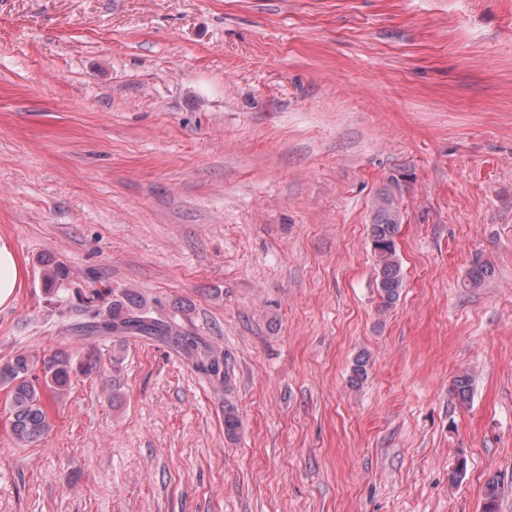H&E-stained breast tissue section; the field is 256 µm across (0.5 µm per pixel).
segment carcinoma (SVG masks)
Returning <instances> with one entry per match:
<instances>
[{
	"label": "carcinoma",
	"mask_w": 512,
	"mask_h": 512,
	"mask_svg": "<svg viewBox=\"0 0 512 512\" xmlns=\"http://www.w3.org/2000/svg\"><path fill=\"white\" fill-rule=\"evenodd\" d=\"M401 221L395 197L388 189L378 198L369 225L383 312L396 305L404 287L396 243ZM66 276L65 269L53 259L43 260L42 280L47 294L58 295ZM493 276V266L477 258L466 273V286L478 288ZM72 311L81 318L76 324L80 336L112 339V370L115 372L121 364L126 340L139 338L170 347L197 373L209 379L228 382L227 363L205 339L176 321L152 316L140 296L130 290L115 297L110 288L94 290L79 296ZM368 366V355L363 353L355 358L349 376L351 385L358 386L367 378ZM100 368L101 361L93 347H85L76 354L55 351L39 356L20 352L6 361L1 360L0 387L8 390L10 431L16 444L26 446L47 434L51 428L47 401H63L77 376L96 374ZM451 393L460 403H468L472 396L470 376H457ZM499 497L500 484L494 475L484 485L481 512H498Z\"/></svg>",
	"instance_id": "cac0c4a2"
}]
</instances>
